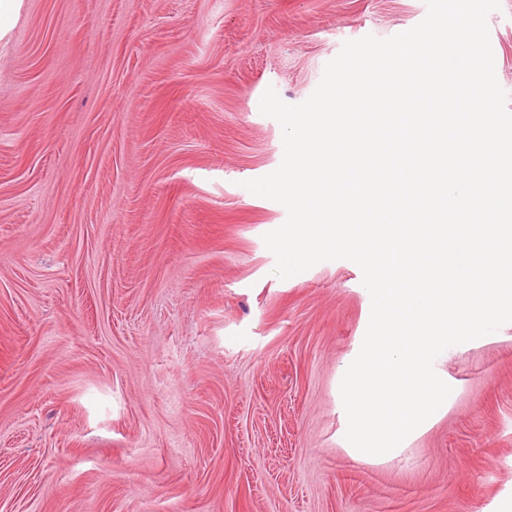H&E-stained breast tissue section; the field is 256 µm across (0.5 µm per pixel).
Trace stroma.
Instances as JSON below:
<instances>
[{
    "instance_id": "1",
    "label": "stroma",
    "mask_w": 512,
    "mask_h": 512,
    "mask_svg": "<svg viewBox=\"0 0 512 512\" xmlns=\"http://www.w3.org/2000/svg\"><path fill=\"white\" fill-rule=\"evenodd\" d=\"M425 0H22L0 40V512H497L512 323L451 350L447 411L346 450L368 327L354 262L275 273L274 88ZM512 95V0L487 18Z\"/></svg>"
}]
</instances>
